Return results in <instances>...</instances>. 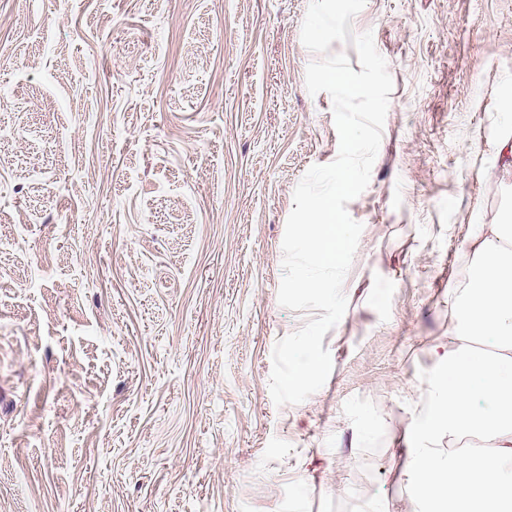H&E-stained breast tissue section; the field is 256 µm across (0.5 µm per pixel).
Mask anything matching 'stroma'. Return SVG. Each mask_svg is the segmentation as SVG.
I'll list each match as a JSON object with an SVG mask.
<instances>
[{
	"instance_id": "obj_1",
	"label": "stroma",
	"mask_w": 512,
	"mask_h": 512,
	"mask_svg": "<svg viewBox=\"0 0 512 512\" xmlns=\"http://www.w3.org/2000/svg\"><path fill=\"white\" fill-rule=\"evenodd\" d=\"M309 0H0V512H432L404 474L512 100V0H366L394 88L333 363L276 406L282 240L339 154Z\"/></svg>"
}]
</instances>
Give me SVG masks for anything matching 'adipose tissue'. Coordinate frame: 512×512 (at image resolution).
Returning <instances> with one entry per match:
<instances>
[{
	"label": "adipose tissue",
	"instance_id": "adipose-tissue-1",
	"mask_svg": "<svg viewBox=\"0 0 512 512\" xmlns=\"http://www.w3.org/2000/svg\"><path fill=\"white\" fill-rule=\"evenodd\" d=\"M467 251L469 279L448 288L459 344L435 351L445 372L425 404L439 410L449 440L473 438L481 449L458 454L442 480L437 449L422 447L416 429L408 471L419 493L447 512H512V214L478 224Z\"/></svg>",
	"mask_w": 512,
	"mask_h": 512
}]
</instances>
